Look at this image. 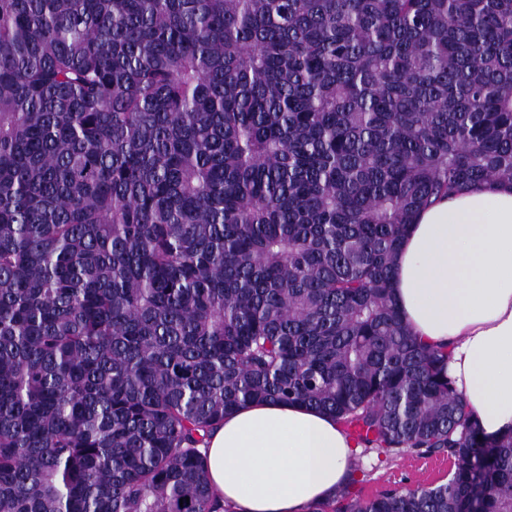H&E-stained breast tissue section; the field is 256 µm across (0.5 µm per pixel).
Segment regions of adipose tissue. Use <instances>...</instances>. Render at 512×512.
<instances>
[{
    "label": "adipose tissue",
    "instance_id": "adipose-tissue-1",
    "mask_svg": "<svg viewBox=\"0 0 512 512\" xmlns=\"http://www.w3.org/2000/svg\"><path fill=\"white\" fill-rule=\"evenodd\" d=\"M393 299L448 371L481 432H512V183L460 188L421 211L395 261ZM359 449L340 422L285 403L227 414L204 448L216 495L234 512H306L352 474Z\"/></svg>",
    "mask_w": 512,
    "mask_h": 512
}]
</instances>
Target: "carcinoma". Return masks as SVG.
I'll return each mask as SVG.
<instances>
[{
    "mask_svg": "<svg viewBox=\"0 0 512 512\" xmlns=\"http://www.w3.org/2000/svg\"><path fill=\"white\" fill-rule=\"evenodd\" d=\"M486 180L512 0H0V512H234L201 449L260 401L452 463L308 512H512V433L392 300Z\"/></svg>",
    "mask_w": 512,
    "mask_h": 512,
    "instance_id": "carcinoma-1",
    "label": "carcinoma"
}]
</instances>
